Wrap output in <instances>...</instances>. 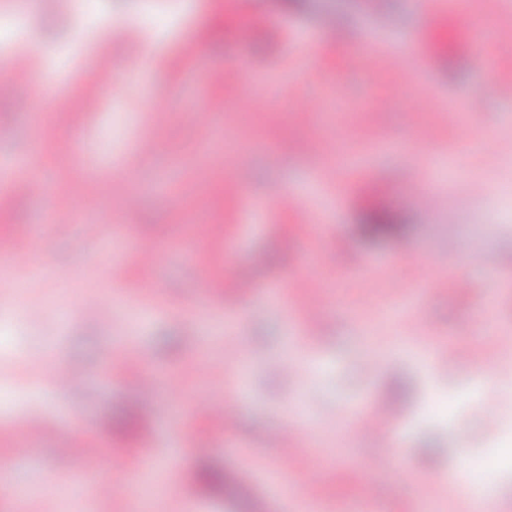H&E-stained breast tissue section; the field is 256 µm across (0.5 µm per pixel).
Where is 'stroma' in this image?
Listing matches in <instances>:
<instances>
[{
    "label": "stroma",
    "mask_w": 512,
    "mask_h": 512,
    "mask_svg": "<svg viewBox=\"0 0 512 512\" xmlns=\"http://www.w3.org/2000/svg\"><path fill=\"white\" fill-rule=\"evenodd\" d=\"M198 4L0 0V15L25 19V40L45 47L31 102L0 98V169L40 145L33 171L50 190L16 189L0 213V240L25 224L39 243L24 262L0 260V459L10 461L0 512H71L74 501L130 512L134 493L97 497L77 458L66 461L71 480L48 482L75 435L101 449L103 481L145 454L189 449L180 469L153 471L161 494L149 512H469L439 475L458 473L459 445L478 455L512 429L487 431L483 404L464 399L472 364L440 378L410 348L494 356L493 401L512 416V361L494 354L512 338V282L500 278L512 267V91L502 89L512 57H476L452 18L428 23L429 0H383L377 45L363 0ZM333 19L345 35L332 44ZM101 56L114 73L106 88L94 73ZM473 95L482 111H468ZM274 141L287 149L273 161ZM422 158L443 201L430 218L413 201ZM233 176L243 196L226 191ZM462 181L489 191L462 198ZM102 184L95 211L52 222V209ZM283 189L301 208L274 204ZM131 195L139 203L123 211ZM373 205L401 217L399 234L361 235ZM86 222L111 225L108 239L87 238ZM143 240L157 248L154 267L135 255ZM471 254L478 262L462 264ZM104 293L118 298L107 323L91 315ZM312 301L320 330L308 340L300 323ZM33 305L40 318L28 317ZM229 337L242 354L228 364ZM125 344L141 353L142 378L118 376ZM370 358L380 371L368 379ZM70 368L84 370L82 392L34 384ZM397 378L409 387L397 405L401 460L351 428ZM227 397L238 419L222 433L196 405ZM32 414L48 429L18 436ZM289 415L311 436L305 457L274 445ZM199 448L224 471L223 493L196 485ZM17 487L30 492L24 503Z\"/></svg>",
    "instance_id": "stroma-1"
}]
</instances>
